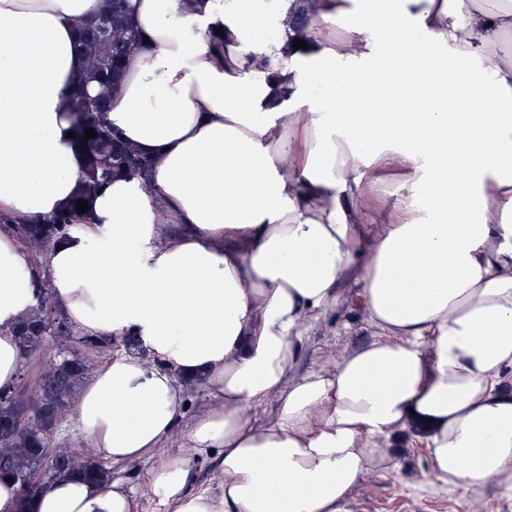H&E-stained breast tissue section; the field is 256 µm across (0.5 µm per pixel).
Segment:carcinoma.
Returning <instances> with one entry per match:
<instances>
[{
  "instance_id": "cac0c4a2",
  "label": "carcinoma",
  "mask_w": 512,
  "mask_h": 512,
  "mask_svg": "<svg viewBox=\"0 0 512 512\" xmlns=\"http://www.w3.org/2000/svg\"><path fill=\"white\" fill-rule=\"evenodd\" d=\"M126 2L112 0V9L80 32V49L85 62L82 82L98 83L101 92L90 97L82 91L73 100L71 124L75 146L85 157V168L72 201L48 219L33 217L15 221L0 217L1 224L12 225L18 239L39 255H47L57 241L76 226L81 218L76 211L78 201H89L114 176L147 178V161L131 145L114 135L104 120V114L112 108L115 82L124 62L139 47V35L125 9ZM299 2L301 8L293 12L291 23L295 35L306 39L313 33L311 0ZM87 129L94 130L96 137L86 138ZM48 312L49 301L46 300L37 315L21 319L16 326L25 352L36 349L51 326ZM76 344L78 348L62 352L51 361L32 391L0 388V475L15 480L24 502L37 493L39 485L33 483V479L46 467L52 468L55 476L76 475L98 482H108L112 478L111 470L96 461L68 459L61 453L51 457L45 452L55 420L89 372L90 365L84 360L83 352L112 348V340L91 335L77 338ZM25 414L33 417V426L19 431L13 426L14 420Z\"/></svg>"
}]
</instances>
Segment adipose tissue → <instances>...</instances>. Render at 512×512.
I'll return each mask as SVG.
<instances>
[{"label": "adipose tissue", "mask_w": 512, "mask_h": 512, "mask_svg": "<svg viewBox=\"0 0 512 512\" xmlns=\"http://www.w3.org/2000/svg\"><path fill=\"white\" fill-rule=\"evenodd\" d=\"M128 3L143 49L106 120L147 179L105 184L43 263L0 232V387L47 294L138 345L97 367L72 418L97 459L152 460L155 512H341L412 419L443 487L512 493V0H315L303 50L294 0ZM107 7L0 0V216L74 194L77 32ZM268 20L275 40L243 44ZM339 306L375 337L298 372ZM195 378L209 403L189 421ZM176 435L187 458L219 454L216 486L191 490L187 459L162 455ZM33 512L139 507L120 481L59 478Z\"/></svg>", "instance_id": "obj_1"}]
</instances>
